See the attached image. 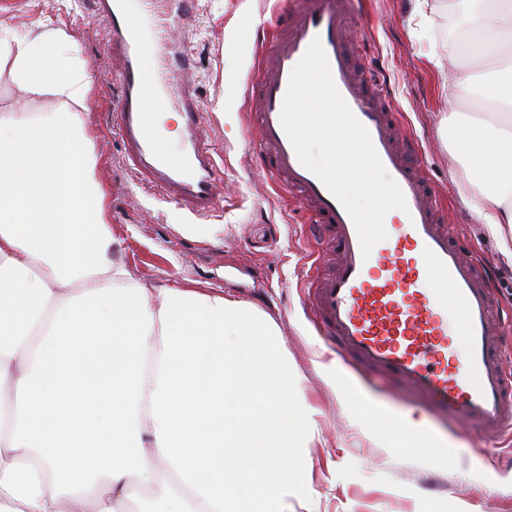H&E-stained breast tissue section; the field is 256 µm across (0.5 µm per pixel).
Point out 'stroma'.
<instances>
[{
    "label": "stroma",
    "mask_w": 512,
    "mask_h": 512,
    "mask_svg": "<svg viewBox=\"0 0 512 512\" xmlns=\"http://www.w3.org/2000/svg\"><path fill=\"white\" fill-rule=\"evenodd\" d=\"M420 24L416 0H361L350 21L358 56L389 82L393 100L419 142L415 158L437 190L446 222L462 246L495 266L492 288L499 307L512 314V263L460 198L463 175L439 127L451 112H479L474 101L448 97V58L463 56L462 17L448 0ZM273 0H200L191 45L200 64L195 76L204 113L202 138L211 148L224 196L197 215L142 189L125 160L114 129L120 92L107 52L108 34L92 0H0V27L16 33L49 24L72 33L76 55L88 64L91 93L83 120L94 134L97 180L106 190L117 255L149 289L192 287L223 291L269 314L278 324L288 364L302 380L318 439L304 455V485L288 498V512H512V442L439 411L396 380L333 352L319 336L303 289L327 267L307 238V215L269 179V165L252 155L258 101L249 47ZM238 76L232 106L224 104L226 72ZM334 364L328 373L326 364ZM382 416L410 419L447 445L437 463L425 464L407 449L388 450L364 435L350 415L351 402ZM443 488L426 491L428 476Z\"/></svg>",
    "instance_id": "35a3bbf8"
}]
</instances>
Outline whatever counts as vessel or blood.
<instances>
[{
	"label": "vessel or blood",
	"instance_id": "obj_1",
	"mask_svg": "<svg viewBox=\"0 0 512 512\" xmlns=\"http://www.w3.org/2000/svg\"><path fill=\"white\" fill-rule=\"evenodd\" d=\"M138 0H95L94 13L112 35L121 103L116 126L130 168L169 201L198 214L223 198V181L202 141L203 114L189 48L199 0H165L135 18ZM348 0H290L275 9L272 49L253 59L259 99L255 142L277 185L309 206L311 233L335 253L334 274L312 283L308 299L337 349L367 366L402 378L437 406L501 434L512 431V375L498 354L504 319L489 286V260L465 255L444 220L436 191L412 160L414 140L403 133L383 79L356 66L357 37L346 25ZM320 40L334 83L368 130L406 210H394L387 236L363 254L350 215L299 161L280 115L292 69ZM173 102L183 119L184 145L171 153L156 134L151 108ZM456 315L457 334L448 330Z\"/></svg>",
	"mask_w": 512,
	"mask_h": 512
}]
</instances>
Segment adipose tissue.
I'll return each instance as SVG.
<instances>
[{"label":"adipose tissue","instance_id":"obj_1","mask_svg":"<svg viewBox=\"0 0 512 512\" xmlns=\"http://www.w3.org/2000/svg\"><path fill=\"white\" fill-rule=\"evenodd\" d=\"M474 65L440 134L465 206L512 226V0H450ZM74 37H0V72L52 112L0 107V512H288L316 436L276 321L223 292L150 291L112 255L108 198L81 111ZM381 447L430 463L411 420Z\"/></svg>","mask_w":512,"mask_h":512}]
</instances>
